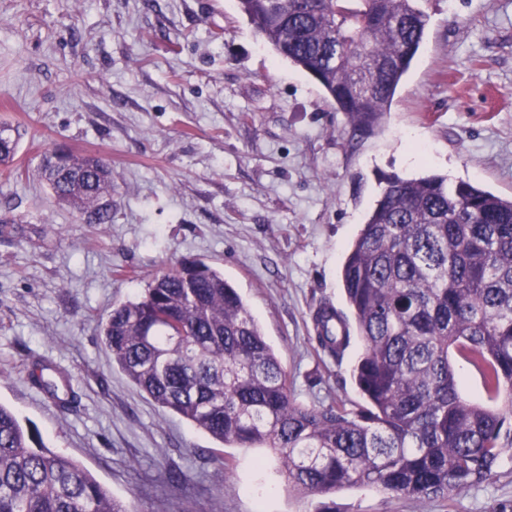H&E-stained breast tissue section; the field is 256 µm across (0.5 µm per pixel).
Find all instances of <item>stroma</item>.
<instances>
[{"label":"stroma","mask_w":512,"mask_h":512,"mask_svg":"<svg viewBox=\"0 0 512 512\" xmlns=\"http://www.w3.org/2000/svg\"><path fill=\"white\" fill-rule=\"evenodd\" d=\"M424 45L378 129L352 137L318 83L255 33L237 0H0V123L21 178L0 176V404L86 467L129 512H489L512 462L448 498L289 489L267 449L223 445L162 411L113 363L98 322L155 271L222 268L299 400H364L315 340L346 309L344 254L388 175L512 197V0H425ZM112 169V221L84 223L39 176L48 150ZM52 366L64 410L28 377ZM219 453L231 473L209 462ZM188 483L168 484L166 472Z\"/></svg>","instance_id":"1"}]
</instances>
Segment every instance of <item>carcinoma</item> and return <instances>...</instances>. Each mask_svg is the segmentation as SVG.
I'll list each match as a JSON object with an SVG mask.
<instances>
[{
  "mask_svg": "<svg viewBox=\"0 0 512 512\" xmlns=\"http://www.w3.org/2000/svg\"><path fill=\"white\" fill-rule=\"evenodd\" d=\"M256 33L309 73L343 112L353 136L374 130L417 56L423 0H238ZM20 132L0 126V172ZM55 197L87 224L112 223V176L99 157L56 148L41 164ZM349 313L321 305L317 341L339 358L352 335L362 350L352 378L365 400L298 402L271 346L224 272L198 260L152 275L112 306L100 340L127 379L166 412L223 444L266 448L288 487L329 495L376 486L448 498L487 483L512 453V198L427 175H392L342 266ZM480 373L489 400L460 392L451 352ZM33 385L66 408L57 382ZM0 512H128L73 459L45 446L0 404Z\"/></svg>",
  "mask_w": 512,
  "mask_h": 512,
  "instance_id": "obj_1",
  "label": "carcinoma"
}]
</instances>
